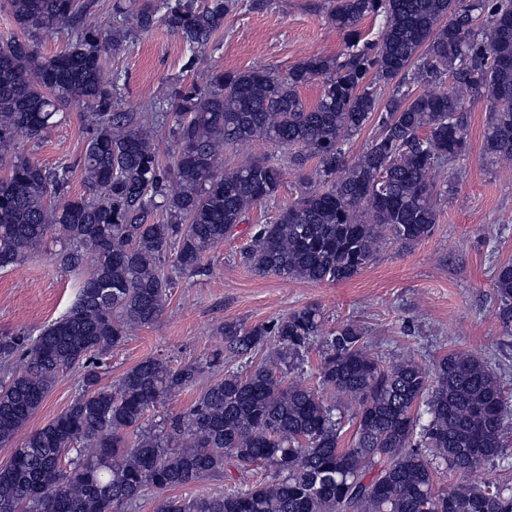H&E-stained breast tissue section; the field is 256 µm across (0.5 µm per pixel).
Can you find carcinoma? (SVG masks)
Returning <instances> with one entry per match:
<instances>
[{
	"mask_svg": "<svg viewBox=\"0 0 512 512\" xmlns=\"http://www.w3.org/2000/svg\"><path fill=\"white\" fill-rule=\"evenodd\" d=\"M330 2L346 52L309 55L283 72L216 71L176 91L161 108L172 120L162 166L152 128L112 111L120 76H105L106 57L121 50L130 18L144 33L165 26L192 51V67L223 28L229 0H122L109 30L83 21L95 0H7L20 35L0 41V268L59 228V268L80 282L67 312L38 334L0 333V444L25 428L60 374L79 369L82 384L0 466V512H134L149 493L155 512H512L507 479L436 488L445 467L503 463L512 451V400L473 353L385 366L361 328L328 331L305 306L253 327L224 324V348L203 363L149 357L101 384L103 358L162 317L168 256L198 271L253 205L275 197L286 169L304 191L273 221L249 226L240 260L260 275L318 283L350 280L386 245L432 235L437 202L452 189L435 175L469 149L468 102H487L483 155L512 165V0ZM371 15L382 26L367 39L358 24ZM57 29L69 43L45 56L35 37ZM316 80L321 92L308 106L299 89ZM418 84L437 90L418 93ZM70 103L92 126L81 158L88 194L79 196L68 192L70 166L16 151L17 135L44 136ZM371 123V143L347 158L344 143ZM260 139L287 154L223 167L224 147ZM494 288L511 336V262L496 269ZM319 338L317 390L255 362L272 343L291 368ZM236 361L252 366L242 372ZM206 367L216 379L190 407L148 426L147 413ZM229 460L268 475L244 490L167 495L224 477Z\"/></svg>",
	"mask_w": 512,
	"mask_h": 512,
	"instance_id": "obj_1",
	"label": "carcinoma"
}]
</instances>
